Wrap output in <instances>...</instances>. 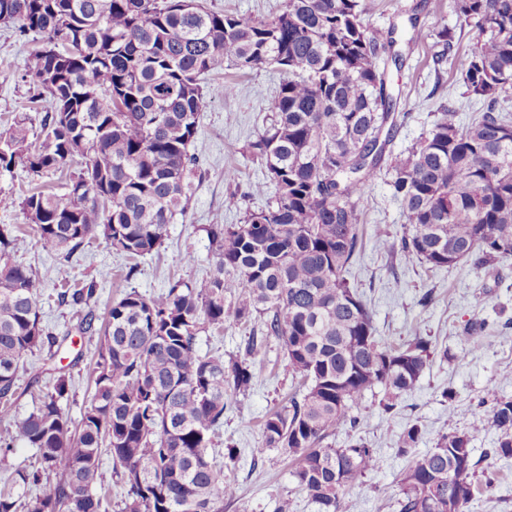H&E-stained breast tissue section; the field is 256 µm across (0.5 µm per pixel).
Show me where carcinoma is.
<instances>
[{
  "label": "carcinoma",
  "mask_w": 512,
  "mask_h": 512,
  "mask_svg": "<svg viewBox=\"0 0 512 512\" xmlns=\"http://www.w3.org/2000/svg\"><path fill=\"white\" fill-rule=\"evenodd\" d=\"M453 10L477 31L462 67L476 113L463 123L458 108L439 104L426 133L387 164L385 128L396 125L398 100L387 69L401 55L397 27L378 32L365 22L367 0H285L270 19L218 13L202 0H0L1 23L43 33L55 48L50 56L38 49L31 66L54 109L39 139L29 140L23 118L0 140V169L20 158L41 178L84 161L65 191H35L18 204L0 197V207L19 206L38 241L67 257L99 236L130 255L158 251L186 213L200 167L191 147L210 99L201 77L226 68L287 74L268 126L249 144L266 173L251 192L273 194L241 223L207 229L213 275L176 281L156 297L132 290L99 327L96 281L58 294L84 305L78 333L98 337L95 390L76 426L60 405L69 391L62 371L29 413L11 416L19 363L36 349L54 358L58 339L41 326L38 277L12 261V230L0 227V416L12 422L0 459L23 443L40 463L0 489V512H106L94 493L104 452L126 487L121 512H223L237 486L210 458L211 436L253 373L243 360L201 354L197 338L231 317L260 323L247 355L273 337L307 383L266 414L262 434L293 457L297 486L318 512H341L377 451L327 439L358 427L369 392H383L393 409L431 356L422 336H376L347 277L364 195L387 176L407 223L391 251L407 263L489 266L512 257V0H453ZM484 326L476 319L464 329L470 349L482 346ZM488 397L493 456L512 458V399ZM420 434L407 427L396 448L410 458L400 512H466L478 490L469 434L443 433L419 453ZM435 493L450 495L451 507L435 506Z\"/></svg>",
  "instance_id": "carcinoma-1"
}]
</instances>
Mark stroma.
I'll use <instances>...</instances> for the list:
<instances>
[{"label":"stroma","instance_id":"35a3bbf8","mask_svg":"<svg viewBox=\"0 0 512 512\" xmlns=\"http://www.w3.org/2000/svg\"><path fill=\"white\" fill-rule=\"evenodd\" d=\"M412 14L418 17L420 38L403 46L401 66L390 70L392 84L402 92L403 116L392 143L396 153L411 146L428 127L430 113L440 103L460 107L462 119L470 117L463 109L461 64L475 42L474 29L461 27L452 0H370L366 21L377 30L393 23L403 29ZM445 28L454 35L451 61L438 68L433 63L437 34ZM44 41V36L23 35L14 24L0 23L2 137L8 136L20 116L37 122L53 109L50 95L28 73L33 54ZM282 79L273 69L253 72L237 77L235 94L210 99L200 114L195 142L201 172L190 179L185 216L169 225L158 252L133 260L96 238L66 258L38 242L20 208L0 209V225L13 229L12 258L31 266L42 282L41 322L62 340L59 360L48 361L38 350L26 356L16 381V414L30 412L61 369L70 382L61 406L72 421H80L94 393L90 370L97 359L96 349L76 333L80 308L59 302L60 291L96 280L95 306L102 313L130 290L149 297L165 291L171 282L198 281L213 274L216 257L207 236L209 225L239 223L243 210H256L267 202L266 197L250 192L251 185L263 179L264 169L250 157L248 144L265 127ZM80 170V162L74 161L37 178L19 162L12 171L0 172V196L19 199L37 188L60 192ZM229 172L234 175L230 181L225 178ZM232 189L242 196L237 211L224 205ZM360 208L361 246L350 280L373 314L377 336L398 343L425 337L432 344V358L415 389L393 412L383 411L379 395H366L359 426L332 436L336 447L360 440L376 448L378 457L375 469L345 495L342 512H399L397 477L407 460L397 456L395 448L404 429L414 423L422 430L417 446L421 452L434 447L441 433L469 432L479 461L477 480L491 475L495 481L491 490L475 493L467 512H512V459L488 456L496 433L479 424L489 413L483 401L487 390L512 398V258L487 267L469 261L441 269L410 265L388 249L390 242L400 239L406 224L385 180L374 183ZM132 265L138 271L131 276L127 270ZM476 319L486 322L485 340L481 350L471 352L463 342V329ZM257 330L256 323L232 319L222 331L203 332L198 338L201 352L248 359L254 373L251 391L232 396L224 422L213 437L216 452L225 453L230 447L238 451L235 461L224 464L225 474L238 487L237 499L225 503L224 512H275L285 497L292 503V512H317L297 487L287 452L267 447L263 440L264 416L303 387L277 340H269L265 351L246 358L245 346ZM447 388L453 389V399L444 398Z\"/></svg>","mask_w":512,"mask_h":512}]
</instances>
